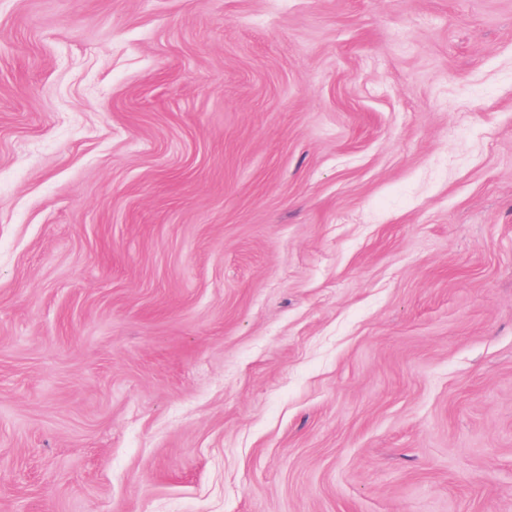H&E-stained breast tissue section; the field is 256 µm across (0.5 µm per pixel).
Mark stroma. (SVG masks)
I'll list each match as a JSON object with an SVG mask.
<instances>
[{
	"mask_svg": "<svg viewBox=\"0 0 512 512\" xmlns=\"http://www.w3.org/2000/svg\"><path fill=\"white\" fill-rule=\"evenodd\" d=\"M0 512H512V0H0Z\"/></svg>",
	"mask_w": 512,
	"mask_h": 512,
	"instance_id": "stroma-1",
	"label": "stroma"
}]
</instances>
